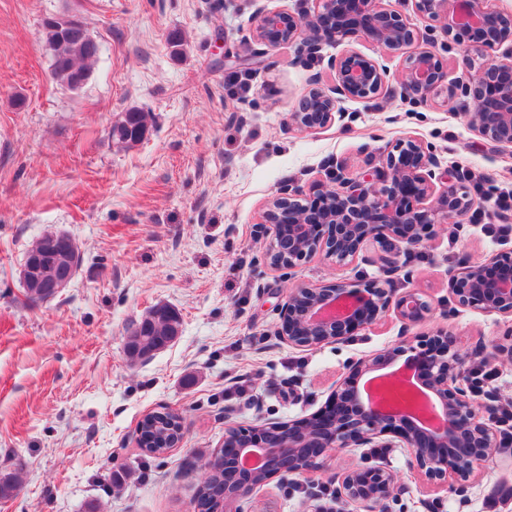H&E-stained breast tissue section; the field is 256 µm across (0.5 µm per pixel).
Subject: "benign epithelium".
<instances>
[{
	"label": "benign epithelium",
	"mask_w": 512,
	"mask_h": 512,
	"mask_svg": "<svg viewBox=\"0 0 512 512\" xmlns=\"http://www.w3.org/2000/svg\"><path fill=\"white\" fill-rule=\"evenodd\" d=\"M418 15L439 23L441 32L462 43L460 64L468 81L448 85V75L435 50L432 34L423 32L390 0H314L306 14L260 10L249 38L273 48L303 38L312 52L323 43L339 45L361 36L404 58L398 76L400 94L426 104L447 92L464 91L472 108L463 113L470 130L495 147H512V13L496 9L491 0H414ZM494 62L486 57L502 46ZM336 85L327 92L316 77L289 114L300 130L323 128L344 118L340 102L381 95L387 72L370 56L347 50L332 61ZM435 156L421 142L398 140L385 156L387 183L377 188L367 178L337 173L339 184L299 187L275 195L264 216L275 244L267 252L271 267L291 270L317 254L338 265L365 258L373 244L396 237L407 251L437 236L445 224L462 223L475 204L451 175L438 191L432 179ZM44 257L61 259L68 235L50 233ZM74 263L60 266L50 285L54 295L74 278ZM448 293L462 307L484 315L512 317V250L486 257H464L448 269ZM396 314L403 335L392 346L357 359L330 389L323 406L287 421H259L248 427L228 423L224 448L211 464L224 463V512L277 476L302 474L324 466L332 448H406L411 463L439 483L467 480L474 468L505 454L496 424L477 410L464 386L468 352L448 330L437 328L418 336L411 330L428 321L432 305L424 294L407 288L397 293L387 282L345 281L317 285L300 283L288 291L281 308L282 334L288 344L313 349L341 343L355 331ZM490 363L512 359V343L497 344L485 353ZM396 379L375 398L368 381ZM259 465H241L247 456ZM344 497L366 512H382V504L401 488L394 471L378 465L343 473Z\"/></svg>",
	"instance_id": "obj_1"
}]
</instances>
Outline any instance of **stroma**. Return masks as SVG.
<instances>
[{
    "label": "stroma",
    "instance_id": "obj_1",
    "mask_svg": "<svg viewBox=\"0 0 512 512\" xmlns=\"http://www.w3.org/2000/svg\"><path fill=\"white\" fill-rule=\"evenodd\" d=\"M312 0H0V473L20 490L0 512H192L228 422L285 420L325 402L351 363L392 346L396 316L339 344L288 345L277 331L289 286L391 278L421 289L429 328L486 344L512 336V320L461 308L448 269L463 253L512 249L465 218L454 234L401 254V270L314 257L291 274L271 269L272 237L259 222L279 189L347 176L385 177L383 156L413 137L439 172L474 168L487 189L512 188V148H495L462 118L471 102L414 104L396 82L385 95L343 100L341 121L312 131L288 124L310 76L332 88L331 60L347 50L389 73L401 56L361 37L304 57L299 43L250 40L257 9L307 12ZM78 17L101 46L86 84L53 81L45 18ZM249 80L246 96L224 79ZM148 112L147 138L109 136L124 112ZM62 231L81 266L55 297L31 303L20 268L36 239ZM181 318L175 343L152 359L125 354L128 328L155 305ZM173 411L177 447L151 457L136 444L140 420ZM386 465L404 487L386 512H512V463L494 461L454 486L428 482L404 448H340L322 469L272 479L241 512H313L310 482L352 467Z\"/></svg>",
    "mask_w": 512,
    "mask_h": 512
}]
</instances>
